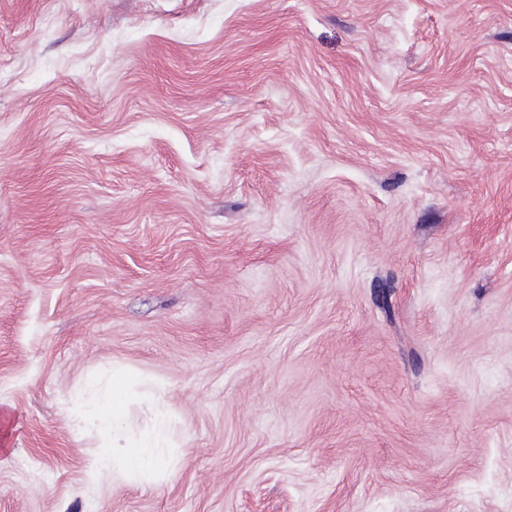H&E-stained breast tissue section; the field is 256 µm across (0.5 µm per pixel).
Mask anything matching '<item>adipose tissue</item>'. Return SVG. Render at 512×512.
Wrapping results in <instances>:
<instances>
[{"label": "adipose tissue", "instance_id": "ef3b65f1", "mask_svg": "<svg viewBox=\"0 0 512 512\" xmlns=\"http://www.w3.org/2000/svg\"><path fill=\"white\" fill-rule=\"evenodd\" d=\"M92 410L99 428L112 437V450L99 456L93 463L96 475L111 474L123 476L125 472L152 468L157 458L153 443L142 442L132 445L124 441L119 426L125 416L124 401L120 387H113L111 394L95 401Z\"/></svg>", "mask_w": 512, "mask_h": 512}]
</instances>
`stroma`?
Listing matches in <instances>:
<instances>
[{
  "instance_id": "obj_1",
  "label": "stroma",
  "mask_w": 512,
  "mask_h": 512,
  "mask_svg": "<svg viewBox=\"0 0 512 512\" xmlns=\"http://www.w3.org/2000/svg\"><path fill=\"white\" fill-rule=\"evenodd\" d=\"M3 448L0 512H512V0H0ZM120 383L112 388V395H105L92 404L99 428L112 436V451L99 456L93 463L92 474H111L122 477L127 471L146 470L155 465L156 448L152 442L130 445L119 433L125 416Z\"/></svg>"
}]
</instances>
